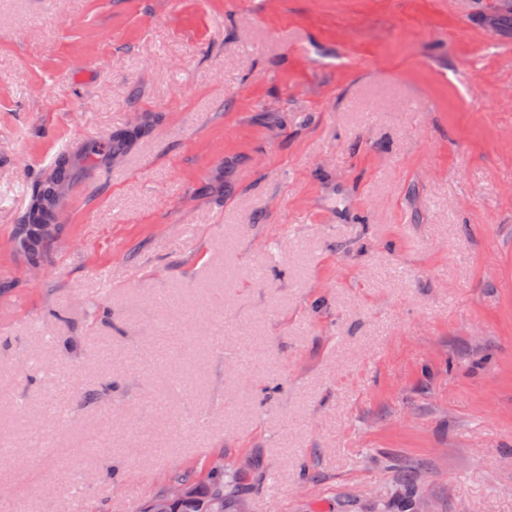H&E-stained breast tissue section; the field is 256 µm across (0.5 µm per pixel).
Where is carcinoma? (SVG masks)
<instances>
[{
    "label": "carcinoma",
    "instance_id": "carcinoma-1",
    "mask_svg": "<svg viewBox=\"0 0 512 512\" xmlns=\"http://www.w3.org/2000/svg\"><path fill=\"white\" fill-rule=\"evenodd\" d=\"M141 133V127L122 128L112 132L111 140L103 148L93 147L88 158L96 159L105 155L112 159L123 155ZM73 162L67 157L58 160L48 179L40 182L35 190L25 223L19 233L24 251L30 264L37 265L46 258L45 231L43 226L55 220L57 202L71 180ZM247 471L235 467L224 468L221 458L210 459L206 465V478L198 481L187 476H176L175 484H186L193 489V497L169 508V512H238V504L248 498L244 487ZM428 479L426 473H413L404 476L401 482L407 486V505H412Z\"/></svg>",
    "mask_w": 512,
    "mask_h": 512
}]
</instances>
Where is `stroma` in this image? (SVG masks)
Wrapping results in <instances>:
<instances>
[{"label":"stroma","instance_id":"1","mask_svg":"<svg viewBox=\"0 0 512 512\" xmlns=\"http://www.w3.org/2000/svg\"><path fill=\"white\" fill-rule=\"evenodd\" d=\"M471 2L0 0L6 512L216 455L250 512H388L413 466L415 512H512V29ZM132 122L29 275L33 185Z\"/></svg>","mask_w":512,"mask_h":512}]
</instances>
